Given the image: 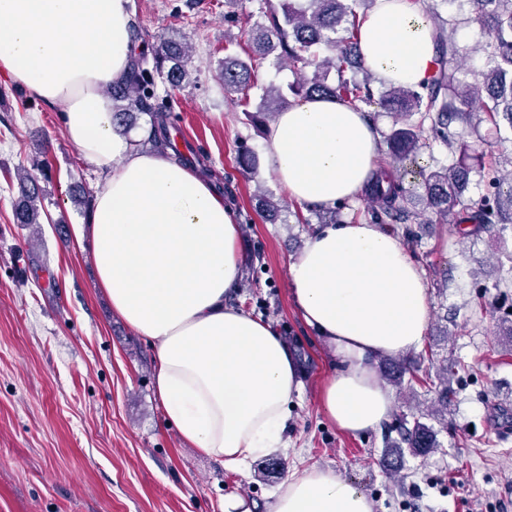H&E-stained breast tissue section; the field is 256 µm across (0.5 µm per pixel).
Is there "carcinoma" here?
<instances>
[{
	"label": "carcinoma",
	"instance_id": "carcinoma-1",
	"mask_svg": "<svg viewBox=\"0 0 512 512\" xmlns=\"http://www.w3.org/2000/svg\"><path fill=\"white\" fill-rule=\"evenodd\" d=\"M368 0H282L279 6H268L260 19L246 22V36L251 53L248 60L226 58L220 69L224 89L240 96L247 103L250 90L258 87V61L272 51L280 50L278 61H288L293 68H313L306 83L289 86L295 96H330L357 109L377 105L394 114V121L385 143L390 157L397 163L414 160L424 148L439 142L453 148L450 133L453 123L460 121L478 126L491 123L497 140L501 136L499 117L508 121L512 130V0H462L469 6V21L485 29L487 40L482 47L484 63L479 70H469L455 63L459 48L449 22L427 15L433 28L435 70L422 91L412 87L389 84L380 95H374L370 84L372 74L365 79L344 77L346 68L361 64L357 6ZM187 43L172 37H162L153 48L155 70L143 67L142 61L132 63L121 81L110 85L115 126L127 131L135 112L158 113L155 104V75L165 78L173 90L189 84L185 68ZM336 72L337 81H329ZM473 80H468V77ZM266 111L248 114L256 126L265 124L267 117L280 111L288 98L279 88L265 89ZM485 170L481 156L470 153L469 145L459 143V158L455 163L440 167H421L406 185L401 177L382 169L376 170L365 189L371 204L373 224H403L417 219V205L433 210L435 222H450L463 228L464 234L477 236L497 224L506 229L512 224V169L499 168L488 178L489 190L475 204L463 196L473 170ZM22 196L15 207L18 224L38 223L42 208L43 189L36 179L25 177ZM507 189H502L503 184ZM455 364L442 360V376L437 380L417 378L415 382L434 394V402L448 406V372ZM400 443L414 456H426L439 447L434 428L415 418L399 420Z\"/></svg>",
	"mask_w": 512,
	"mask_h": 512
}]
</instances>
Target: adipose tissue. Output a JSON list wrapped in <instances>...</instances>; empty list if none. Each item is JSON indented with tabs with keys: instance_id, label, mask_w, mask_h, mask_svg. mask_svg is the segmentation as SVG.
<instances>
[{
	"instance_id": "obj_1",
	"label": "adipose tissue",
	"mask_w": 512,
	"mask_h": 512,
	"mask_svg": "<svg viewBox=\"0 0 512 512\" xmlns=\"http://www.w3.org/2000/svg\"><path fill=\"white\" fill-rule=\"evenodd\" d=\"M130 0H0V76L58 108L69 142L97 175L78 239L113 310L156 354V394L183 442L237 469L286 447L295 361L275 330L226 306L239 229L224 193L174 152H146L116 129L106 85L132 61ZM366 67L420 86L434 67L431 23L412 0H376L360 29ZM381 155L366 113L333 97L292 101L266 129V162L289 199L327 208L364 192ZM305 323L334 348L324 407L352 434L379 426L392 397L375 360L417 349L429 306L423 270L377 224L314 232L290 267ZM273 512H373L336 475L310 469L281 486Z\"/></svg>"
}]
</instances>
